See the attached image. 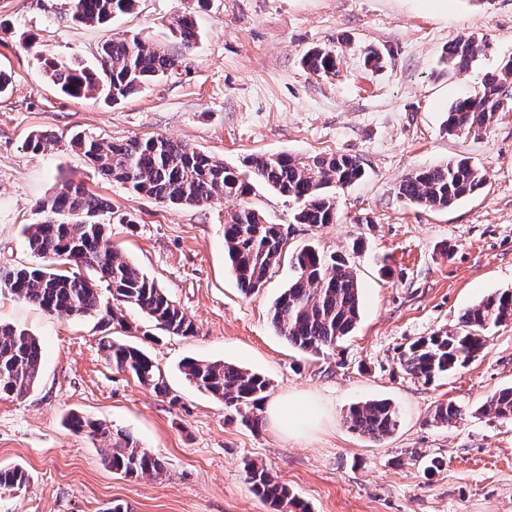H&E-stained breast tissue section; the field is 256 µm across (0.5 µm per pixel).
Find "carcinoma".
Returning <instances> with one entry per match:
<instances>
[{"label":"carcinoma","instance_id":"1","mask_svg":"<svg viewBox=\"0 0 512 512\" xmlns=\"http://www.w3.org/2000/svg\"><path fill=\"white\" fill-rule=\"evenodd\" d=\"M137 0H70L71 20L81 25H107L130 13ZM185 51L199 38L196 16L186 14L172 26ZM478 54L475 41L458 39L446 50L448 65L462 74L472 71ZM183 54L137 35L115 38L101 45L96 66L78 58L44 57L46 79L73 99L98 95L118 104L149 85L174 73ZM306 69L327 75L336 69V56L315 49L303 59ZM512 88V58L478 77L473 92L459 97L448 109L445 128L450 135H480L512 109V98L502 91ZM72 147L81 153L104 179L127 186L136 195L152 197L174 207L200 206L226 198L245 197L255 184L265 185L300 204L298 224L322 226L336 218V197L331 188L348 186L363 176L360 161L350 155L297 157L290 154L252 155L244 168L197 152L165 137L126 141L77 136ZM486 170L466 159L412 171L396 186L401 200L430 210H444L467 198L486 183ZM46 217L24 227L29 250L36 258L30 266L0 273V294L31 304L60 318L92 317L109 325L122 320V307H135L170 335L193 333L191 320L155 281L112 249L108 227L110 206L83 185L67 181L60 191L39 205ZM285 240L276 224L248 207L224 218V249L238 287L245 295L262 288L278 263ZM84 267L92 276L64 270ZM297 274L273 306L274 330L297 349L318 355L349 335L360 319L361 287L353 268L341 256L326 255L316 248L301 250L294 262ZM106 283L112 301H103L99 284ZM512 320V291L488 296L461 316V330L437 334L412 343L401 366L426 382L470 363L482 350L485 334ZM105 359L139 383L170 396L169 387L154 360L142 349L105 340ZM43 350L38 338L19 326L0 323V398H22L37 384ZM183 373L198 390L224 403L242 424L258 427L261 402L268 380L221 360L184 361ZM481 413L512 419V386L494 393ZM461 416L454 404H440L435 420L449 424ZM349 428L374 440L384 441L398 427V414L386 399L360 402L349 408ZM69 426L93 439L112 438L103 459L126 477H158L163 460L139 446L129 433L112 432L100 420L73 413ZM253 493L271 512H307L287 486L279 483L254 461L244 463ZM28 474L19 467L0 468V489L21 490Z\"/></svg>","mask_w":512,"mask_h":512}]
</instances>
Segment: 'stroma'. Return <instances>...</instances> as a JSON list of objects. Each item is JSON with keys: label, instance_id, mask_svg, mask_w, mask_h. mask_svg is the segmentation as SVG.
I'll return each mask as SVG.
<instances>
[{"label": "stroma", "instance_id": "obj_1", "mask_svg": "<svg viewBox=\"0 0 512 512\" xmlns=\"http://www.w3.org/2000/svg\"><path fill=\"white\" fill-rule=\"evenodd\" d=\"M68 0H0V271L32 263L22 230L41 221L39 202L68 180L110 203L113 250L154 279L192 320L173 336L139 309L101 326L60 319L0 295V321L28 329L43 346L36 387L0 399V466L25 470L23 490L0 489V512H267L246 478L264 465L309 512H512V419L481 414L512 386V321L490 330L466 367L424 382L400 365L420 339L460 328L464 310L512 288V112L488 133L448 135L449 105L476 76L512 58V0H138L105 26H76ZM197 12L200 38L186 67L119 104L75 100L45 78L38 54L96 64L105 41L137 33L166 40L176 19ZM35 35L34 49L23 41ZM484 47L472 75L441 61L450 42ZM332 50L335 74L302 65L310 50ZM382 68L366 62L369 51ZM53 139L28 150L29 136ZM122 141L164 136L237 164L287 152L351 155L365 170L337 190L336 221L296 223L294 202L259 186L244 200L173 207L131 195L100 178L72 150L73 136ZM467 158L487 181L445 210L403 203L397 183L411 171ZM279 225L286 245L268 282L244 295L224 257V216L240 206ZM364 248L352 252L354 239ZM312 245L347 257L361 284V317L335 348L312 356L279 336L277 297L296 276L294 257ZM108 336L142 348L171 397L106 362ZM223 360L264 375L267 402L309 416L290 435L260 411L244 426L234 411L196 390L183 359ZM386 399L399 426L377 442L351 430L353 404ZM454 403L457 421L434 419ZM106 421L160 456L162 476L128 478L102 459L100 440L73 433L70 413ZM441 466L427 472L431 459Z\"/></svg>", "mask_w": 512, "mask_h": 512}]
</instances>
